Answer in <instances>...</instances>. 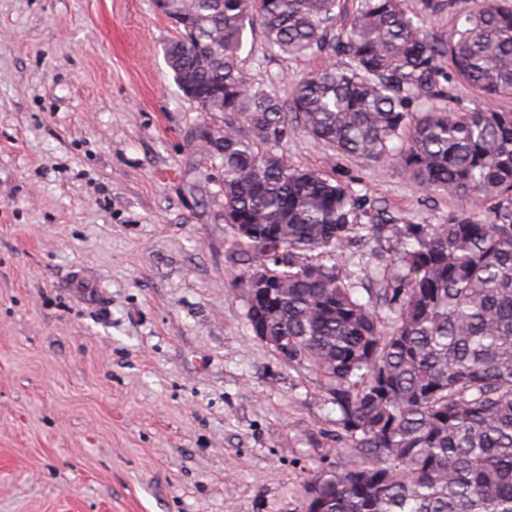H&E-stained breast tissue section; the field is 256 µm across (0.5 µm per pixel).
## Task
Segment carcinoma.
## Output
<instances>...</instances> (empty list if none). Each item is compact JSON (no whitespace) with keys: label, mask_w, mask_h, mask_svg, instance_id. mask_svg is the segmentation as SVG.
<instances>
[{"label":"carcinoma","mask_w":512,"mask_h":512,"mask_svg":"<svg viewBox=\"0 0 512 512\" xmlns=\"http://www.w3.org/2000/svg\"><path fill=\"white\" fill-rule=\"evenodd\" d=\"M353 2L339 26L341 0H173L191 28L165 48L176 85L224 113L211 141L249 326L319 372L341 413L348 456L308 482L304 512H512V107L433 104L450 72L512 99V6ZM454 12L465 25L448 37L425 29ZM256 20L268 53L330 63L285 100L254 85L238 57ZM295 131L334 156L393 161L424 190L491 200L494 218L462 205L406 225L381 301L363 303L345 252L397 220L275 152Z\"/></svg>","instance_id":"carcinoma-1"}]
</instances>
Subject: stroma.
Here are the masks:
<instances>
[{"mask_svg":"<svg viewBox=\"0 0 512 512\" xmlns=\"http://www.w3.org/2000/svg\"><path fill=\"white\" fill-rule=\"evenodd\" d=\"M153 0H0V512H303L343 460L321 376L254 336L206 113ZM323 58L244 34L288 97ZM407 224L458 200L303 132L277 148Z\"/></svg>","mask_w":512,"mask_h":512,"instance_id":"1","label":"stroma"}]
</instances>
